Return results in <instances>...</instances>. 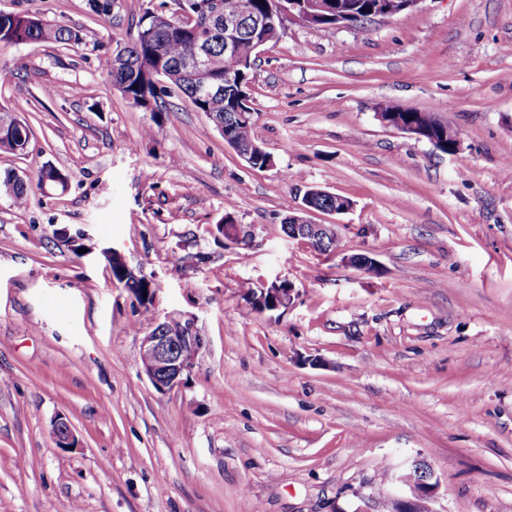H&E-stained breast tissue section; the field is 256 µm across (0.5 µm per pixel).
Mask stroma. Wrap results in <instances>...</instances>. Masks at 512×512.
<instances>
[{
  "label": "stroma",
  "instance_id": "stroma-1",
  "mask_svg": "<svg viewBox=\"0 0 512 512\" xmlns=\"http://www.w3.org/2000/svg\"><path fill=\"white\" fill-rule=\"evenodd\" d=\"M148 3L0 0L83 36L0 43V105L31 134L0 179L33 185L22 209L0 192V512H383L416 460L436 512H512V0L286 21L248 90L267 169L182 98L150 112L112 86L101 60ZM385 104L458 151L385 126ZM48 165L66 190L36 188ZM312 186L353 203L313 216L336 253L282 231ZM228 212L247 243L218 232ZM107 249L152 280L151 318ZM274 281L293 304L247 314ZM171 313L206 344L163 392L140 345ZM60 415L77 446L58 447Z\"/></svg>",
  "mask_w": 512,
  "mask_h": 512
}]
</instances>
